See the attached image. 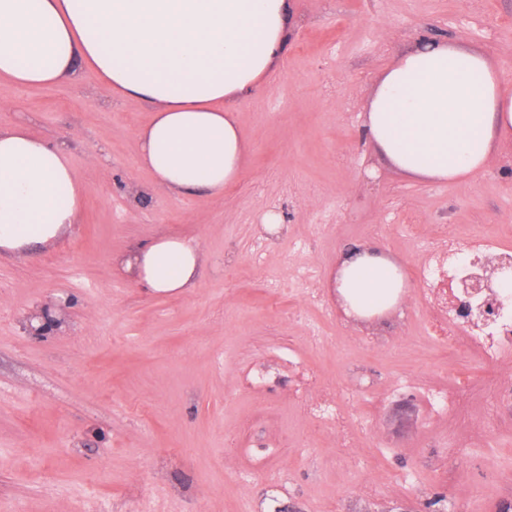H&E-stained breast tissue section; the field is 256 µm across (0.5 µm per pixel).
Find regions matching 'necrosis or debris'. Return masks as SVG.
Here are the masks:
<instances>
[{
    "instance_id": "necrosis-or-debris-1",
    "label": "necrosis or debris",
    "mask_w": 512,
    "mask_h": 512,
    "mask_svg": "<svg viewBox=\"0 0 512 512\" xmlns=\"http://www.w3.org/2000/svg\"><path fill=\"white\" fill-rule=\"evenodd\" d=\"M410 234L423 241L427 251L417 277L431 304L428 335L440 346L463 352L484 366L493 391L512 386V374L507 371L512 365V288H499L489 318L480 321L466 319L463 312L483 308L484 295L467 296L462 290L463 283L483 276L488 263L512 258V247L480 237L462 245L453 234L425 233L417 225L411 226ZM343 403V394L326 391L317 399L314 410L318 421L333 426L338 447L354 448L358 440L344 425Z\"/></svg>"
}]
</instances>
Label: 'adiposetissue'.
<instances>
[{"instance_id":"adipose-tissue-1","label":"adipose tissue","mask_w":512,"mask_h":512,"mask_svg":"<svg viewBox=\"0 0 512 512\" xmlns=\"http://www.w3.org/2000/svg\"><path fill=\"white\" fill-rule=\"evenodd\" d=\"M297 25L290 0H0V77L45 86L94 69L111 95L152 107L137 139L157 185L219 195L247 153L238 107L280 66ZM362 128L374 152L411 179L475 177L512 134V87L482 51L424 38L383 71ZM80 205L60 149L22 127L0 129V253L58 240ZM203 264L198 243L175 235L113 260L153 294L188 291ZM329 285L357 318L407 296L402 264L369 242L337 258Z\"/></svg>"}]
</instances>
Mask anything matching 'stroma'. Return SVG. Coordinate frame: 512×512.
Listing matches in <instances>:
<instances>
[{
	"label": "stroma",
	"instance_id": "stroma-1",
	"mask_svg": "<svg viewBox=\"0 0 512 512\" xmlns=\"http://www.w3.org/2000/svg\"><path fill=\"white\" fill-rule=\"evenodd\" d=\"M300 24L281 66L239 106L249 153L217 196L175 194L143 167L136 134L152 110L115 100L90 68L51 86L0 79V128L21 126L70 160L79 222L24 256L0 254V504L22 512H501L512 503V401L490 402L484 370L414 346L427 311L411 281L403 306L366 322L340 312L327 282L337 254L376 240L413 268L406 224L458 240L489 225L512 244V140L478 178L419 182L370 148L362 120L381 73L420 37H446L501 65L512 86V0H292ZM280 214L287 230L259 231ZM389 225L373 238L369 228ZM174 234L207 258L197 287L154 295L114 272L128 246ZM314 264L326 305L294 268ZM60 302L58 324L23 330ZM327 335L312 345L309 323ZM299 349L315 389L363 390L343 410L362 459L333 445L291 398L278 350ZM259 365V399L239 384ZM473 389L431 415L418 390ZM240 451L224 452L244 411ZM282 443L284 454L270 445Z\"/></svg>",
	"mask_w": 512,
	"mask_h": 512
}]
</instances>
